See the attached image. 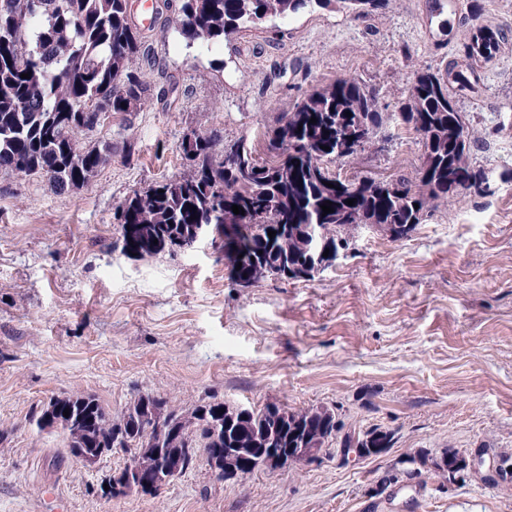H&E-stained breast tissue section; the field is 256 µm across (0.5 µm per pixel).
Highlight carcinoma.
Instances as JSON below:
<instances>
[{
    "instance_id": "carcinoma-1",
    "label": "carcinoma",
    "mask_w": 512,
    "mask_h": 512,
    "mask_svg": "<svg viewBox=\"0 0 512 512\" xmlns=\"http://www.w3.org/2000/svg\"><path fill=\"white\" fill-rule=\"evenodd\" d=\"M388 3L181 0L180 33L191 41L216 42L313 4L366 18ZM501 44L498 31L480 27L464 45L462 60L442 72L414 75L400 116L422 148L415 178L350 180L329 169V163L365 150L384 123L376 94L356 77H340L311 91L264 133L276 150L269 160L261 162L235 144L218 161L213 140L200 135L181 143L188 173L134 193L115 212L121 252L142 256L182 249L198 224H233L224 259L234 280L251 286L259 282V267L300 277L316 226L332 262L362 226L375 227L393 241L408 237L439 203L489 192L485 171L470 161L473 133L457 95L472 88L477 67ZM140 47L129 0H0V170L45 175L59 191L87 184L109 160L112 144L84 145L79 135L96 128L93 116L100 106L113 114L141 106L146 87L130 70ZM26 73L30 78H21ZM328 202L334 212L325 215L321 205ZM234 205L240 213H233ZM270 230L275 237H268ZM49 412L61 426H77L75 432L65 431L71 457L78 448L139 447L146 455L160 451L165 461L181 460L188 448L226 477L224 459L209 455L210 449L322 448L339 431L328 408L292 411L266 404L237 412L207 402L184 414L153 394L117 414L93 395L72 394L51 399L42 414ZM393 440V432L373 428L345 435L340 447L355 442L389 448Z\"/></svg>"
}]
</instances>
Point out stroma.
<instances>
[{"instance_id":"obj_1","label":"stroma","mask_w":512,"mask_h":512,"mask_svg":"<svg viewBox=\"0 0 512 512\" xmlns=\"http://www.w3.org/2000/svg\"><path fill=\"white\" fill-rule=\"evenodd\" d=\"M177 6L142 30L140 109L83 134L112 156L83 187L0 171V512H512V481L447 486L445 449L512 462V0H390L365 19L314 7L219 43L180 35ZM478 27L506 35L458 106L485 195L439 207L405 239L358 229L308 279L235 283L220 249L129 257L114 212L188 170L187 130L268 159L266 128L313 88L354 76L390 115L346 178L415 177L421 148L398 112L414 73L444 69ZM121 411L152 393L198 404L334 409L342 432L393 431L379 456L337 447L300 466L215 480L205 460L159 495L108 497L123 454L88 469L35 425L50 399ZM426 454L419 475L407 458Z\"/></svg>"}]
</instances>
